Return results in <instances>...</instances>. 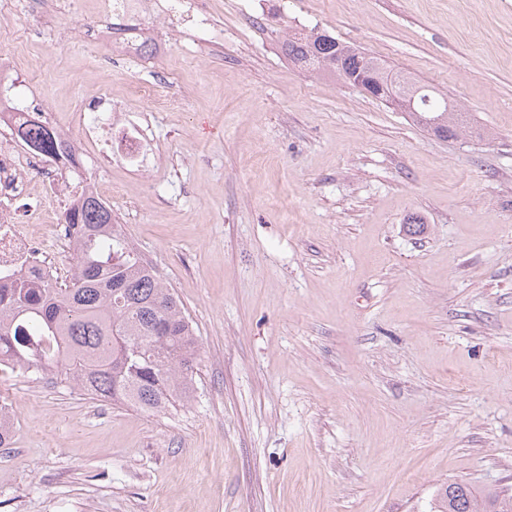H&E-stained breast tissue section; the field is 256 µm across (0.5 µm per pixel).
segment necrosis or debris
Segmentation results:
<instances>
[{
  "label": "necrosis or debris",
  "mask_w": 512,
  "mask_h": 512,
  "mask_svg": "<svg viewBox=\"0 0 512 512\" xmlns=\"http://www.w3.org/2000/svg\"><path fill=\"white\" fill-rule=\"evenodd\" d=\"M35 121L59 131L63 152L52 158L27 146L18 128ZM124 123L115 113H102L98 125L87 129L83 140H76L66 132L60 119L51 112H21L10 101L0 98V284L19 277L48 278L53 273L46 260L44 239L17 221L10 206L12 200L29 196L32 182L42 185V197L50 209V222L56 239L77 243L85 232L84 225L68 223L65 218L85 194L90 185L75 182L66 191H59L60 170L78 171L83 166L86 143L97 146L103 158L118 155L136 160L141 151L138 137L126 136L120 144H113L112 134Z\"/></svg>",
  "instance_id": "necrosis-or-debris-1"
}]
</instances>
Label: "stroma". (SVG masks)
Masks as SVG:
<instances>
[{"label":"stroma","mask_w":512,"mask_h":512,"mask_svg":"<svg viewBox=\"0 0 512 512\" xmlns=\"http://www.w3.org/2000/svg\"><path fill=\"white\" fill-rule=\"evenodd\" d=\"M13 2L18 108L78 136L104 92L139 127L143 166L92 178L200 356L191 401L156 413L0 374V512H430L454 481L512 490V0H206L199 29L159 0L153 63L106 61L83 30L115 26L103 0L40 39ZM311 29L462 104L470 136L301 70L282 44Z\"/></svg>","instance_id":"stroma-1"}]
</instances>
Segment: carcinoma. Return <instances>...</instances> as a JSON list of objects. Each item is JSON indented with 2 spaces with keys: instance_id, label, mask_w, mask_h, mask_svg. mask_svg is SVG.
Listing matches in <instances>:
<instances>
[{
  "instance_id": "1",
  "label": "carcinoma",
  "mask_w": 512,
  "mask_h": 512,
  "mask_svg": "<svg viewBox=\"0 0 512 512\" xmlns=\"http://www.w3.org/2000/svg\"><path fill=\"white\" fill-rule=\"evenodd\" d=\"M288 58L308 72L349 73L372 67L379 80L393 77L416 93V122L435 135L456 138L469 128L466 113L448 105L436 88L420 84L377 57L319 33L284 43ZM25 141L53 155L58 134L34 125ZM66 219L96 232L71 249L68 281L35 278L0 287V363L70 382L93 399L159 412L192 395L199 341L171 288L151 272L115 233L112 208L87 194ZM432 512H512V495L452 482Z\"/></svg>"
}]
</instances>
